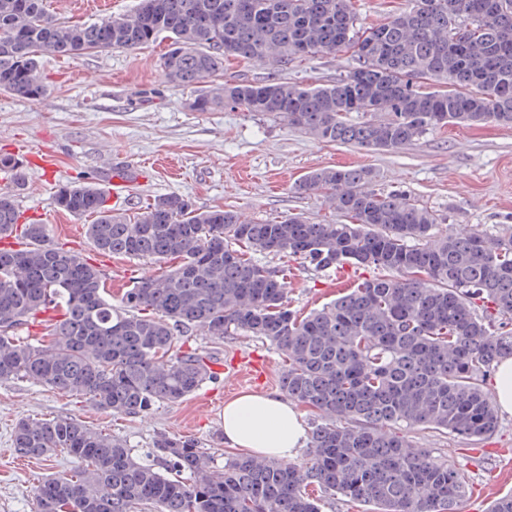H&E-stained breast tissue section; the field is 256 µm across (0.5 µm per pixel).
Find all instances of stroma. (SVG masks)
I'll return each mask as SVG.
<instances>
[{
    "mask_svg": "<svg viewBox=\"0 0 512 512\" xmlns=\"http://www.w3.org/2000/svg\"><path fill=\"white\" fill-rule=\"evenodd\" d=\"M138 0H101L85 7L63 0L58 17L94 23L132 14ZM167 38L135 51L113 49L77 59L48 55L40 69L48 90L37 102L0 92V154H49L57 170H29L19 207L25 218L45 225L51 240L77 250L97 267L111 266L106 285L120 295L133 279L156 274L149 258L108 257L91 246L89 217L56 208L60 185L99 182L105 169L141 172L125 193L123 212L134 216L156 197L176 193L200 209L234 211L247 222L299 217L311 223L339 221L322 197L296 191L306 174L325 168H365L372 189L401 190L438 218L437 234L490 236L512 229V126L451 124L395 150L317 141L275 114L224 108L196 112L189 102L195 87L171 82L163 60ZM349 53L324 54L280 69L263 62L227 57L224 77L262 82L285 76L303 85L329 84L352 68ZM373 269L341 270L295 266L282 285L291 309L309 312L331 301L338 288L371 278ZM192 348L210 354L214 380L176 403H160L137 415L102 412L84 399L16 380L0 383V512H35L34 488L46 475L66 472V456L29 459L16 456L11 435L17 418L71 417L121 437L145 453L161 434L190 436L223 465L221 414L226 401L244 392H281L284 363L270 343L238 333L217 341L201 330L188 338ZM408 447L427 449L432 458L467 464L471 491L459 512H487L482 494L500 460L512 459V416L500 415L497 431L476 443L467 438L415 427L405 430ZM481 462L471 465L469 452Z\"/></svg>",
    "mask_w": 512,
    "mask_h": 512,
    "instance_id": "1",
    "label": "stroma"
}]
</instances>
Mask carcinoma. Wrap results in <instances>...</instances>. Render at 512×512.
<instances>
[{"mask_svg": "<svg viewBox=\"0 0 512 512\" xmlns=\"http://www.w3.org/2000/svg\"><path fill=\"white\" fill-rule=\"evenodd\" d=\"M162 35L169 78L201 85L197 112L272 113L316 140L374 150L452 123L512 125V0H409L369 28L357 26L351 0H140L132 16L89 25L58 19L46 0H0V90L38 101L42 56L133 51ZM342 51L355 65L331 84L219 80L226 56L284 70ZM0 173L12 180L0 192V383L27 380L135 416L217 379L184 336L243 331L285 357L286 394L330 418L314 425L300 465L231 455L221 468L192 438L160 436L141 456L72 418H21L15 455L79 463L39 482L38 512H321L316 489L373 512H457L468 471L407 447L396 429L476 440L497 431L487 380L512 356L511 232L438 235L432 211L369 188L363 169L300 180L298 190L347 217L323 224H243L178 194L132 218L107 205L98 184L63 185L54 205L97 216L86 234L98 252L175 263L133 281L114 304L99 268L50 242L44 225L20 223L23 162L1 154ZM255 252L282 266L256 262ZM292 261L378 274L298 314L279 281ZM42 312L56 314L46 335H15Z\"/></svg>", "mask_w": 512, "mask_h": 512, "instance_id": "carcinoma-1", "label": "carcinoma"}]
</instances>
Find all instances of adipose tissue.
Masks as SVG:
<instances>
[{
	"instance_id": "1",
	"label": "adipose tissue",
	"mask_w": 512,
	"mask_h": 512,
	"mask_svg": "<svg viewBox=\"0 0 512 512\" xmlns=\"http://www.w3.org/2000/svg\"><path fill=\"white\" fill-rule=\"evenodd\" d=\"M224 443L288 462L303 448L306 424L297 405L276 393H245L224 405Z\"/></svg>"
}]
</instances>
